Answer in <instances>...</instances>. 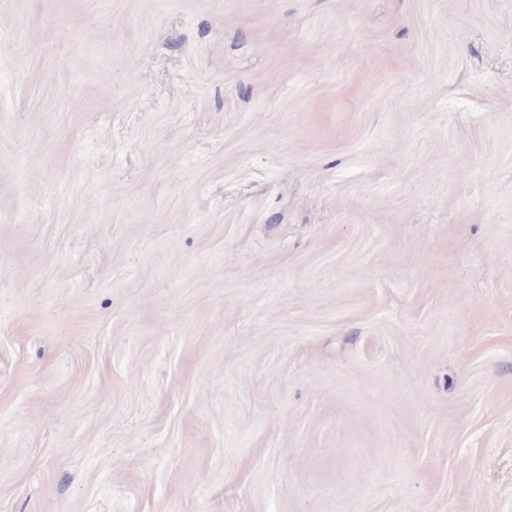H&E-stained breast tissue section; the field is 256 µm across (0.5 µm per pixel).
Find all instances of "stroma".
Masks as SVG:
<instances>
[{
    "instance_id": "1",
    "label": "stroma",
    "mask_w": 512,
    "mask_h": 512,
    "mask_svg": "<svg viewBox=\"0 0 512 512\" xmlns=\"http://www.w3.org/2000/svg\"><path fill=\"white\" fill-rule=\"evenodd\" d=\"M0 512H512V0H0Z\"/></svg>"
}]
</instances>
